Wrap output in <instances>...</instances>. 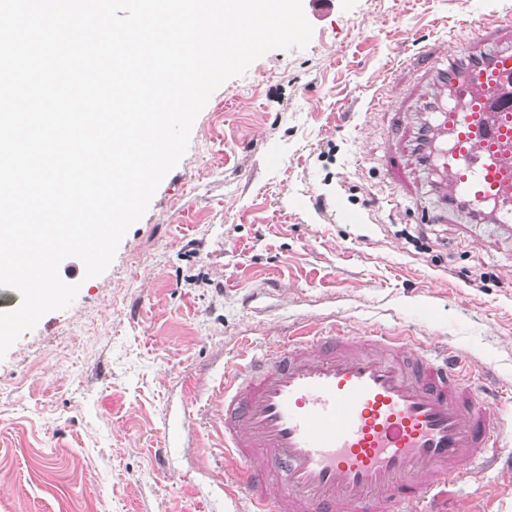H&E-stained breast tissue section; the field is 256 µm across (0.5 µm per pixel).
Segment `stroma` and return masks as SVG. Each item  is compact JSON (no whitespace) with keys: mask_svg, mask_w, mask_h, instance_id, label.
<instances>
[{"mask_svg":"<svg viewBox=\"0 0 512 512\" xmlns=\"http://www.w3.org/2000/svg\"><path fill=\"white\" fill-rule=\"evenodd\" d=\"M302 5L308 47L212 93L109 267L89 278L65 259L76 299L0 359V512H245L224 464V365L303 326L446 343L489 387L512 385V237L426 222L442 206L429 175L406 192L388 164L393 133L421 120L419 49L472 37L460 0ZM474 266L486 280L464 276ZM454 508L512 512V471Z\"/></svg>","mask_w":512,"mask_h":512,"instance_id":"1","label":"stroma"}]
</instances>
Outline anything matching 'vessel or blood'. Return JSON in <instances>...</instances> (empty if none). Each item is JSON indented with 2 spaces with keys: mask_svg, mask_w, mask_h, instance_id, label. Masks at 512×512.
Listing matches in <instances>:
<instances>
[{
  "mask_svg": "<svg viewBox=\"0 0 512 512\" xmlns=\"http://www.w3.org/2000/svg\"><path fill=\"white\" fill-rule=\"evenodd\" d=\"M421 48L433 68L418 153L389 164L433 171L449 211L512 228V47L498 27ZM224 460L247 512H429L499 458L506 426L471 365L415 338L329 328L277 341L224 369Z\"/></svg>",
  "mask_w": 512,
  "mask_h": 512,
  "instance_id": "b4317fda",
  "label": "vessel or blood"
}]
</instances>
